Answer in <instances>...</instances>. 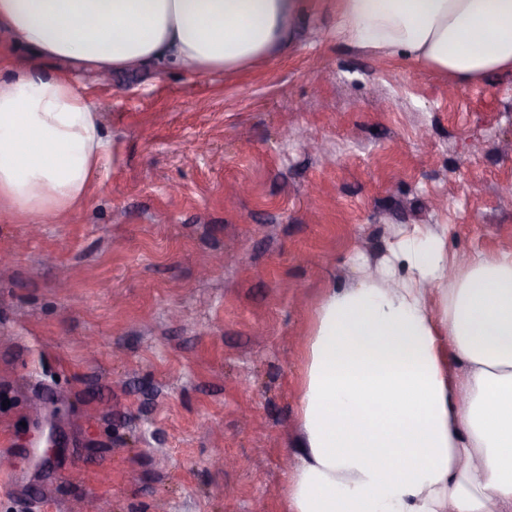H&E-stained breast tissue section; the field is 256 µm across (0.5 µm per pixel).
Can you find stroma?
<instances>
[{
	"label": "stroma",
	"mask_w": 512,
	"mask_h": 512,
	"mask_svg": "<svg viewBox=\"0 0 512 512\" xmlns=\"http://www.w3.org/2000/svg\"><path fill=\"white\" fill-rule=\"evenodd\" d=\"M335 31L336 0H306L241 73L77 75L109 143L87 202L0 223V512H288L327 292L417 231L512 249V74Z\"/></svg>",
	"instance_id": "stroma-1"
}]
</instances>
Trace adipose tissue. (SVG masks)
Returning a JSON list of instances; mask_svg holds the SVG:
<instances>
[{
    "label": "adipose tissue",
    "mask_w": 512,
    "mask_h": 512,
    "mask_svg": "<svg viewBox=\"0 0 512 512\" xmlns=\"http://www.w3.org/2000/svg\"><path fill=\"white\" fill-rule=\"evenodd\" d=\"M301 0H0V219L85 203L107 156L77 71L237 72ZM336 34L467 82L512 72V0H337ZM26 57H19V50ZM289 512H512V251L400 241L305 344Z\"/></svg>",
    "instance_id": "ef3b65f1"
}]
</instances>
